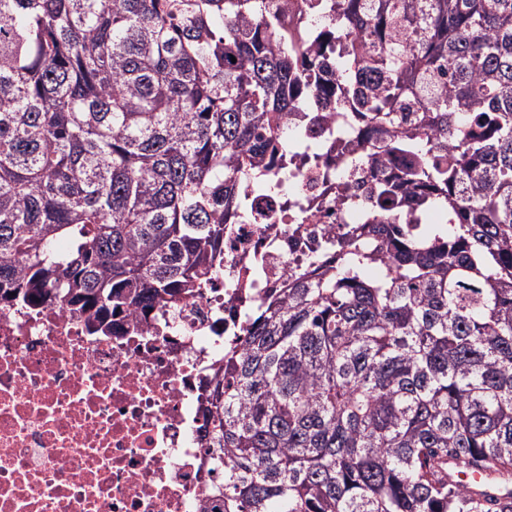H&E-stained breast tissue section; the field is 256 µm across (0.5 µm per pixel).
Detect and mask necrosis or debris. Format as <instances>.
Wrapping results in <instances>:
<instances>
[{
  "label": "necrosis or debris",
  "mask_w": 512,
  "mask_h": 512,
  "mask_svg": "<svg viewBox=\"0 0 512 512\" xmlns=\"http://www.w3.org/2000/svg\"><path fill=\"white\" fill-rule=\"evenodd\" d=\"M364 137L355 113H321L294 143L319 153L271 173L314 216L286 223L255 196L262 222L232 225L223 264L190 297L113 316L103 332L70 305L0 302V512H222L208 382L270 290L313 268L318 244L366 223L362 204L341 200L354 180L345 150Z\"/></svg>",
  "instance_id": "1"
}]
</instances>
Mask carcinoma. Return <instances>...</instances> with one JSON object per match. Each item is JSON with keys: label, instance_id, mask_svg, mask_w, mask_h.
Segmentation results:
<instances>
[{"label": "carcinoma", "instance_id": "obj_1", "mask_svg": "<svg viewBox=\"0 0 512 512\" xmlns=\"http://www.w3.org/2000/svg\"><path fill=\"white\" fill-rule=\"evenodd\" d=\"M322 100L406 164L369 187L365 242L224 351L226 512H512L457 477L512 479V0H0V292L100 323L189 295ZM431 210L448 224L403 237Z\"/></svg>", "mask_w": 512, "mask_h": 512}]
</instances>
